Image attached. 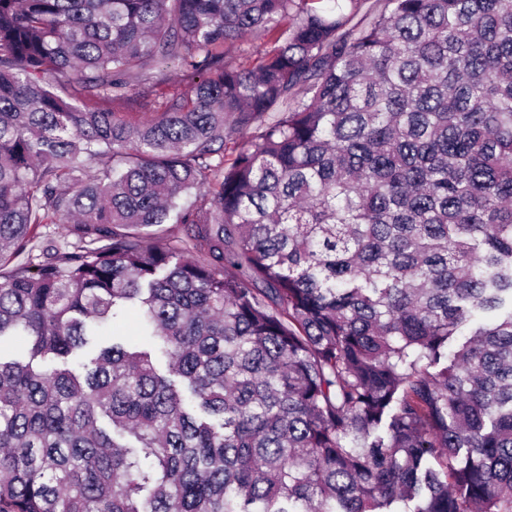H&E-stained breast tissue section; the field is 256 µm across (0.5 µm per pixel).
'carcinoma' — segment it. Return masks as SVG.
<instances>
[{
    "label": "carcinoma",
    "mask_w": 512,
    "mask_h": 512,
    "mask_svg": "<svg viewBox=\"0 0 512 512\" xmlns=\"http://www.w3.org/2000/svg\"><path fill=\"white\" fill-rule=\"evenodd\" d=\"M324 2L0 0V512H512V0ZM265 41L254 36H248L231 49V56L237 62L243 63L246 66H254L260 57L259 52H262L268 46L264 45ZM166 76L165 83L156 87L155 92L142 94L139 90L132 91V99L121 109L129 112L130 121L139 123L152 115V112H161L166 101L182 96L190 91L192 85L198 81L192 70L185 68L179 62H170L163 67ZM66 234L65 226L62 224H42L35 230L34 237L28 243L26 249L19 253L14 263H24L29 251L34 255H39L48 244V241H55L58 245L62 244Z\"/></svg>",
    "instance_id": "cac0c4a2"
}]
</instances>
